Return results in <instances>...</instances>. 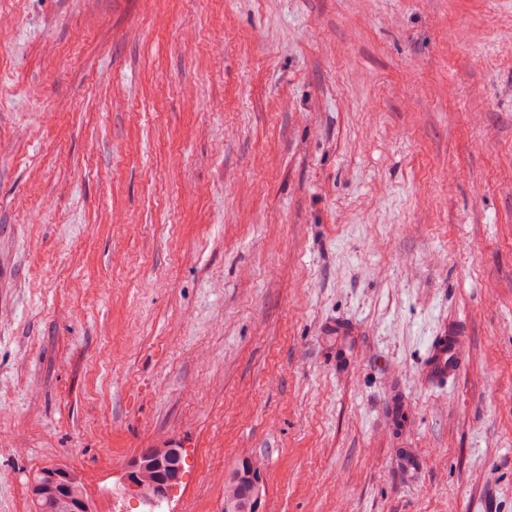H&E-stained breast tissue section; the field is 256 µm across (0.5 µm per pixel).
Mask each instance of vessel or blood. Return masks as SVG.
Wrapping results in <instances>:
<instances>
[{"instance_id": "1", "label": "vessel or blood", "mask_w": 512, "mask_h": 512, "mask_svg": "<svg viewBox=\"0 0 512 512\" xmlns=\"http://www.w3.org/2000/svg\"><path fill=\"white\" fill-rule=\"evenodd\" d=\"M463 341L457 326L441 325L431 336L422 361V380L431 387L446 386L463 367L460 347Z\"/></svg>"}]
</instances>
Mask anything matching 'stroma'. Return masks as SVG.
<instances>
[{
	"label": "stroma",
	"mask_w": 512,
	"mask_h": 512,
	"mask_svg": "<svg viewBox=\"0 0 512 512\" xmlns=\"http://www.w3.org/2000/svg\"><path fill=\"white\" fill-rule=\"evenodd\" d=\"M0 9V512H512V0ZM464 336L457 326L441 325L431 336L422 361V381L431 387H445L463 367L460 347ZM170 458H174L176 464L181 468L183 457L182 450L179 448H152V453L149 457L143 458L139 456L137 459H131L128 462L127 467H134L139 473L138 488L142 498L146 499L153 496V489L158 481L161 470L170 462ZM180 473V470L177 468L169 470L166 476L157 483L154 498H167L170 490L179 481ZM266 498V486L260 470L243 459L232 474L224 480V512H255ZM62 467L60 465H50L42 468L40 471H44L46 469H52ZM71 470V469H70ZM68 470L66 468H57L53 471L46 472V477L43 480L44 485L51 486L54 490L60 495H66L69 491L70 484L72 481V472L74 473V481L71 484V491L69 492V496L71 498L83 499L76 500L72 502L74 511H82L84 512H95L92 503L87 498L83 484L81 479L77 476V474L73 470ZM35 474V478L28 485V494L33 503L35 512H73L71 511V502L68 499L56 496L53 494L51 490L47 487L39 486L40 482L39 472ZM84 504V505H83Z\"/></svg>",
	"instance_id": "obj_1"
}]
</instances>
